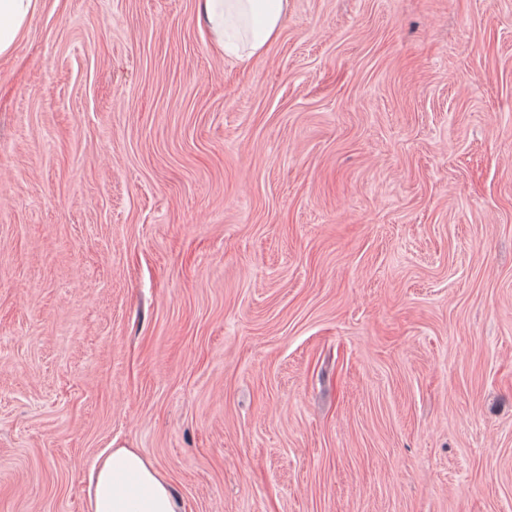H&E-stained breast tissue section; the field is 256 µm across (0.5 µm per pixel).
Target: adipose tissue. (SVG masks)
<instances>
[{
	"instance_id": "1",
	"label": "adipose tissue",
	"mask_w": 512,
	"mask_h": 512,
	"mask_svg": "<svg viewBox=\"0 0 512 512\" xmlns=\"http://www.w3.org/2000/svg\"><path fill=\"white\" fill-rule=\"evenodd\" d=\"M290 0H197L210 45L243 61L263 56L278 38ZM41 0H0V58L22 38ZM85 512H182L155 465L136 449L107 448L88 475Z\"/></svg>"
}]
</instances>
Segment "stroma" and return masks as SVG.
Segmentation results:
<instances>
[{
	"mask_svg": "<svg viewBox=\"0 0 512 512\" xmlns=\"http://www.w3.org/2000/svg\"><path fill=\"white\" fill-rule=\"evenodd\" d=\"M137 448L184 512H512V0H42L0 59V512ZM290 0H197L210 45L224 56L249 61L278 38Z\"/></svg>",
	"mask_w": 512,
	"mask_h": 512,
	"instance_id": "1",
	"label": "stroma"
}]
</instances>
